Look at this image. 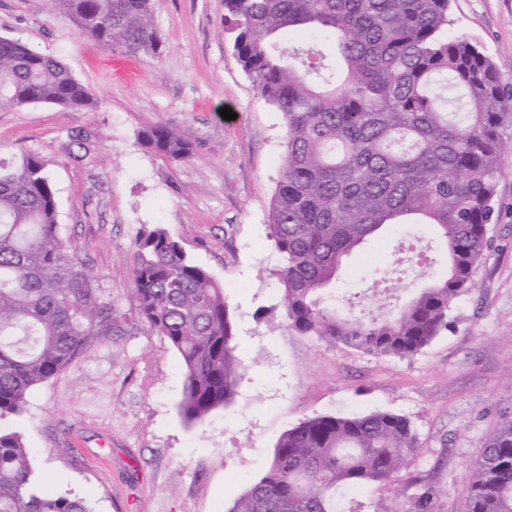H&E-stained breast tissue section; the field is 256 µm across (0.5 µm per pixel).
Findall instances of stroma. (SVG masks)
Here are the masks:
<instances>
[{"instance_id":"1","label":"stroma","mask_w":512,"mask_h":512,"mask_svg":"<svg viewBox=\"0 0 512 512\" xmlns=\"http://www.w3.org/2000/svg\"><path fill=\"white\" fill-rule=\"evenodd\" d=\"M448 34L477 44L512 87V0H450ZM162 53L89 39L51 0H0V36L61 58L96 106H0V143L39 155L73 240L124 323L92 340L35 388L9 421L24 437L39 487L95 512H227L271 459L283 431L320 415L406 416L418 438L396 480L345 500L347 512H466L468 467L512 416V125L475 286L447 331L410 357L367 355L255 318L281 317L278 255L267 219L284 150L283 116L257 93L224 31V0H159ZM230 107L233 120L220 115ZM164 125L189 140L173 163L140 146ZM163 225L223 285L242 376L234 400L204 421L179 413L184 374L168 341L139 317L135 241ZM445 244L423 224L398 225L345 257L331 306L382 317L446 272Z\"/></svg>"}]
</instances>
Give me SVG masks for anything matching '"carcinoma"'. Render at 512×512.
Instances as JSON below:
<instances>
[{
  "instance_id": "1",
  "label": "carcinoma",
  "mask_w": 512,
  "mask_h": 512,
  "mask_svg": "<svg viewBox=\"0 0 512 512\" xmlns=\"http://www.w3.org/2000/svg\"><path fill=\"white\" fill-rule=\"evenodd\" d=\"M157 0H52L104 47L157 53ZM449 0H224V25L254 87L286 122L281 175L268 216L288 328L350 349L410 357L448 327L474 287L488 246L500 129L512 91L479 48L448 38ZM92 16L91 29L83 25ZM335 35L342 72L284 54L286 30ZM93 107L58 58L0 36V105ZM140 144L173 163L193 154L153 126ZM418 216L448 251L446 274L383 319H347L325 304L344 256ZM139 313L165 337L184 373L179 411L192 424L232 402L240 380L224 286L161 225L135 241ZM76 243L60 233L57 192L39 156L0 145V421L84 347L120 326ZM417 447L391 412L321 415L285 430L264 474L227 512H345L344 497L395 479ZM0 512H94L85 499L39 492L29 450L0 428ZM467 512H512V419L469 467Z\"/></svg>"
}]
</instances>
